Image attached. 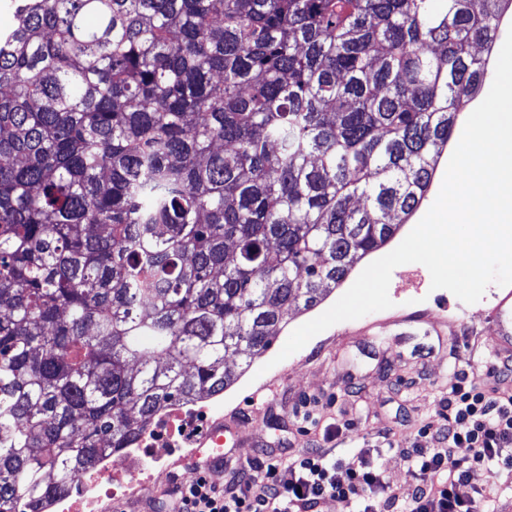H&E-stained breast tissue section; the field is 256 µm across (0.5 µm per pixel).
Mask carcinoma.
Returning <instances> with one entry per match:
<instances>
[{
	"label": "carcinoma",
	"instance_id": "carcinoma-1",
	"mask_svg": "<svg viewBox=\"0 0 512 512\" xmlns=\"http://www.w3.org/2000/svg\"><path fill=\"white\" fill-rule=\"evenodd\" d=\"M507 0H19L0 512L224 392L421 206Z\"/></svg>",
	"mask_w": 512,
	"mask_h": 512
}]
</instances>
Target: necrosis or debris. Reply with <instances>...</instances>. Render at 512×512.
<instances>
[{"label": "necrosis or debris", "mask_w": 512, "mask_h": 512, "mask_svg": "<svg viewBox=\"0 0 512 512\" xmlns=\"http://www.w3.org/2000/svg\"><path fill=\"white\" fill-rule=\"evenodd\" d=\"M221 414V404L211 398L172 407L135 442L103 456L92 471L78 476L64 496L50 502L48 512H109L114 500L135 495L172 461L189 457Z\"/></svg>", "instance_id": "1"}]
</instances>
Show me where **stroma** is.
I'll list each match as a JSON object with an SVG mask.
<instances>
[{
	"label": "stroma",
	"mask_w": 512,
	"mask_h": 512,
	"mask_svg": "<svg viewBox=\"0 0 512 512\" xmlns=\"http://www.w3.org/2000/svg\"><path fill=\"white\" fill-rule=\"evenodd\" d=\"M346 290L339 285L315 308L289 313L271 347L225 389V449L250 461L262 451L285 458L320 448L341 457L365 448L405 504L417 483L405 452L421 428L446 426L451 388L478 381L512 391V370L492 352L497 332L487 317L506 290L490 285L478 303L484 317L471 319L468 304L432 289L428 269L413 274L403 264L391 275V308L337 323L278 360L290 334ZM489 483L493 512H512V469L471 470L470 486Z\"/></svg>",
	"instance_id": "stroma-1"
}]
</instances>
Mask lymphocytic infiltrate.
I'll use <instances>...</instances> for the list:
<instances>
[{
    "mask_svg": "<svg viewBox=\"0 0 512 512\" xmlns=\"http://www.w3.org/2000/svg\"><path fill=\"white\" fill-rule=\"evenodd\" d=\"M407 460L418 483L404 512H478L468 490L469 472L490 467L512 447V397L492 395L480 383L456 385L448 395V425L422 431ZM228 486L210 477L173 482L175 512H320L329 499L363 503V512H383L397 495L385 482L380 466L362 454L330 460L311 449L282 463L272 458L237 466Z\"/></svg>",
    "mask_w": 512,
    "mask_h": 512,
    "instance_id": "f902f5d3",
    "label": "lymphocytic infiltrate"
}]
</instances>
